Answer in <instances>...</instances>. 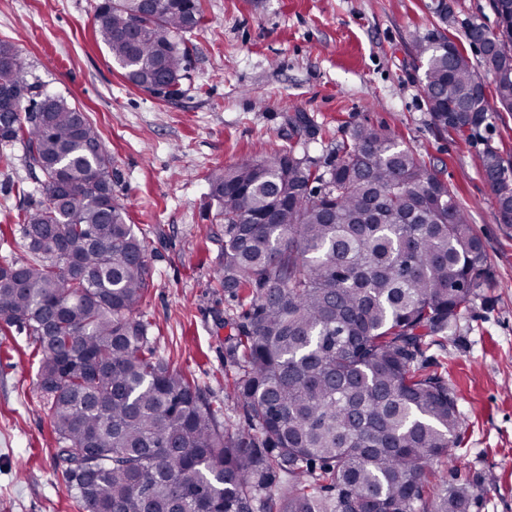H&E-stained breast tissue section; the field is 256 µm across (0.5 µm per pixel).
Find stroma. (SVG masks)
Instances as JSON below:
<instances>
[{
  "label": "stroma",
  "instance_id": "stroma-1",
  "mask_svg": "<svg viewBox=\"0 0 512 512\" xmlns=\"http://www.w3.org/2000/svg\"><path fill=\"white\" fill-rule=\"evenodd\" d=\"M98 2L0 0V41L100 128L121 203L146 231L157 355L201 384L225 425L244 426L224 326L239 306L213 280L224 228L207 206V176L288 146L320 163L354 126L383 128L454 188L490 258L492 278L423 360L457 390L448 478L473 484L471 512H512V225L498 222L479 168L489 145L512 162V112L472 138L438 129L414 46L443 23L466 45L468 21L495 27L491 0H203L190 78L169 101L130 85L96 42ZM31 185L21 155L0 164V227L15 223L28 203L18 189ZM35 373L31 342L0 335V512H78Z\"/></svg>",
  "mask_w": 512,
  "mask_h": 512
}]
</instances>
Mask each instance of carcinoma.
<instances>
[{
    "label": "carcinoma",
    "instance_id": "cac0c4a2",
    "mask_svg": "<svg viewBox=\"0 0 512 512\" xmlns=\"http://www.w3.org/2000/svg\"><path fill=\"white\" fill-rule=\"evenodd\" d=\"M491 93L438 30L414 39L442 130L512 110V0H492ZM202 0H102L94 35L135 88L183 93ZM0 162L20 147L40 199L0 254V334L32 340L37 389L81 512H469L474 488L426 490L461 426L443 372L418 361L456 326L491 262L456 192L391 133L357 125L323 167L295 149L209 177L232 323L228 427L199 382L156 355L142 307L145 232L127 222L97 126L30 81L0 41ZM512 224V164L481 156Z\"/></svg>",
    "mask_w": 512,
    "mask_h": 512
}]
</instances>
